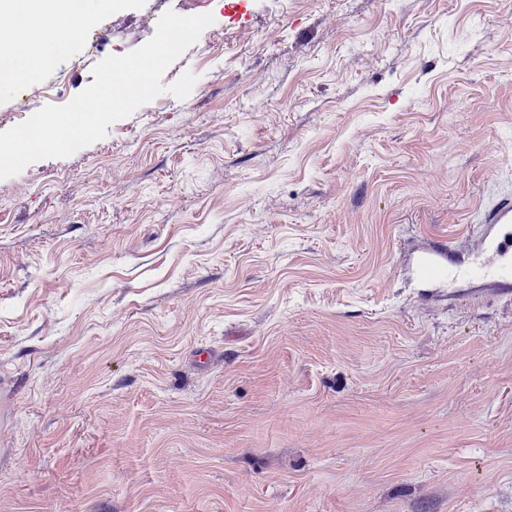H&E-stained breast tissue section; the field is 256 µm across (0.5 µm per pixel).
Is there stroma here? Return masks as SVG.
<instances>
[{
	"mask_svg": "<svg viewBox=\"0 0 512 512\" xmlns=\"http://www.w3.org/2000/svg\"><path fill=\"white\" fill-rule=\"evenodd\" d=\"M167 90L0 179V512H512V0H204ZM192 0H87L0 131ZM53 98L38 95L48 80ZM483 221L491 229L498 227L488 240V250L499 277L498 286L504 290L512 288V234L502 231L512 224V198L508 197L496 202L483 212Z\"/></svg>",
	"mask_w": 512,
	"mask_h": 512,
	"instance_id": "35a3bbf8",
	"label": "stroma"
}]
</instances>
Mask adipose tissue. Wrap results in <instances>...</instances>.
<instances>
[{
	"label": "adipose tissue",
	"mask_w": 512,
	"mask_h": 512,
	"mask_svg": "<svg viewBox=\"0 0 512 512\" xmlns=\"http://www.w3.org/2000/svg\"><path fill=\"white\" fill-rule=\"evenodd\" d=\"M22 8L32 14L37 25V37L13 42L12 54L19 57L21 63L11 69L9 75L26 79L55 50L76 37L84 17L82 0H0V18L14 19Z\"/></svg>",
	"instance_id": "1"
}]
</instances>
